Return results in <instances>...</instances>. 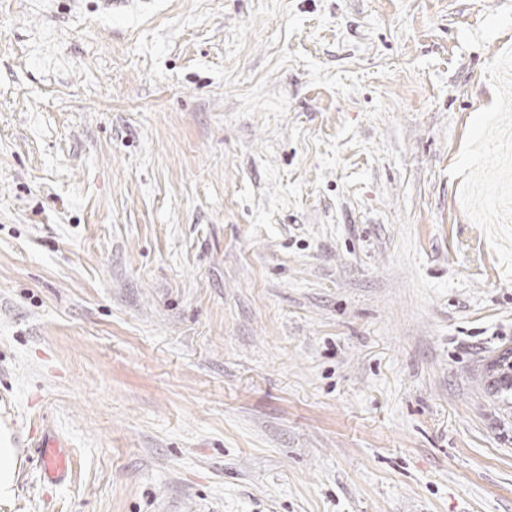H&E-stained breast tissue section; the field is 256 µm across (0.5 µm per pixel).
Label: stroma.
I'll list each match as a JSON object with an SVG mask.
<instances>
[{
  "label": "stroma",
  "instance_id": "35a3bbf8",
  "mask_svg": "<svg viewBox=\"0 0 512 512\" xmlns=\"http://www.w3.org/2000/svg\"><path fill=\"white\" fill-rule=\"evenodd\" d=\"M511 61L512 0H0V512H512ZM510 360L508 355L498 356L492 360L488 368V373L491 376H496L495 382L498 384L501 393H508L512 389V363L508 365L509 369L506 368V362ZM36 448H38L44 478L51 483L64 481L72 467L67 445L51 432L46 431Z\"/></svg>",
  "mask_w": 512,
  "mask_h": 512
}]
</instances>
